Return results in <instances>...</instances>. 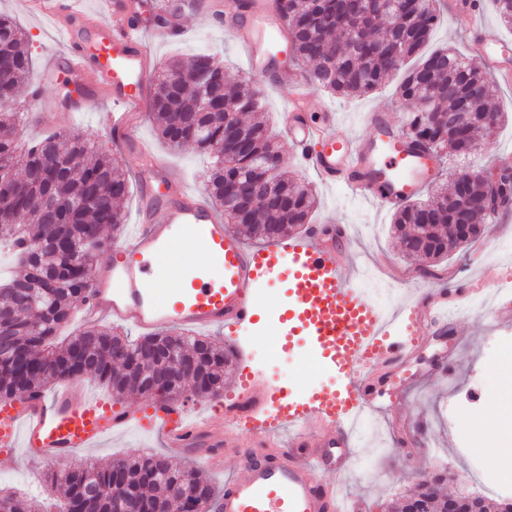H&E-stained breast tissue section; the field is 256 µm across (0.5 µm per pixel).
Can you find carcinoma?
Here are the masks:
<instances>
[{
  "label": "carcinoma",
  "mask_w": 512,
  "mask_h": 512,
  "mask_svg": "<svg viewBox=\"0 0 512 512\" xmlns=\"http://www.w3.org/2000/svg\"><path fill=\"white\" fill-rule=\"evenodd\" d=\"M401 7L382 9L376 0H273L287 22L289 59L310 66V80L332 96L369 94L400 76L399 94L408 107V132L415 142L438 153H471L465 130L448 127L447 113L458 109L491 117L489 135L502 119L493 111L490 76L452 49L425 53L439 20V0H399ZM385 34L376 35L380 22ZM418 63L403 69L405 61ZM206 61L215 82L188 89L172 76L196 59ZM0 264H16L24 274L0 273V398L42 392L63 380L90 376L119 398L126 393L153 396L158 369L172 361L197 363L206 378L192 376L168 392L178 401L185 391L207 396L206 383H224L230 351L201 336L160 332L131 338L110 328L88 326L66 341L56 336L72 321L85 298L95 258L106 245V229L123 230L122 203L130 191L117 160L95 141L69 135L20 148L16 131L23 113L16 110V89L33 78L26 32L0 15ZM213 98V110L202 101ZM262 111L260 90L243 82L226 81L214 54L199 52L177 61L159 75L152 100V121L160 138L173 148L195 146L213 156L208 194L224 209V223L249 240L267 243L310 223L315 197L308 184L295 181L277 165L260 171L254 157L272 147L273 137L261 121L245 123L241 116ZM237 133L247 149L228 155V141ZM243 181L272 183L284 201L259 203L237 218L224 194ZM487 194L485 174L464 172L450 188H437L426 201L398 208L392 218L403 252L438 263L448 258L452 225H471L469 244L488 218L481 205ZM158 343L151 360L141 347ZM117 467L130 487L138 512H169L170 487L194 493L185 512H210L213 487L195 468L154 453L124 456ZM114 467L85 464L69 469L61 479L60 512H113ZM411 495L427 512H445L447 503L428 484L417 483ZM0 512H42L38 500L23 499L0 489Z\"/></svg>",
  "instance_id": "cac0c4a2"
}]
</instances>
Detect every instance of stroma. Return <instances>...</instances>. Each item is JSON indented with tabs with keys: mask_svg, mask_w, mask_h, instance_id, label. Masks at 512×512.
I'll return each mask as SVG.
<instances>
[{
	"mask_svg": "<svg viewBox=\"0 0 512 512\" xmlns=\"http://www.w3.org/2000/svg\"><path fill=\"white\" fill-rule=\"evenodd\" d=\"M0 14L11 17L27 32L36 69H43L50 57L64 53V42L52 24L25 13L20 0H0ZM186 28L187 35L181 42H150L157 68H164L174 57L210 49L215 51L217 60L223 65L228 81L235 84L247 80L262 89L263 110L256 113L255 118L269 123L276 130L275 142L288 158V172L308 182L314 189L317 196L314 221L328 220L352 227L351 249L343 256L351 270L365 266L380 279L384 278L386 271L401 270L409 274L414 287L418 288L425 286L431 277L444 276L456 270L479 279L493 280L502 264H512V209L499 214L496 220L486 222L478 240L451 254L447 261L437 266L428 268L420 260L406 259L393 231L392 209L351 197L344 188L330 186L316 171L298 168L290 160L288 140L280 132V115L288 98L293 95L292 90L269 89L262 75L250 74L233 34L212 27L205 15H187ZM493 81V104L499 111L510 114L511 119L497 126L482 151L466 158L446 156L443 161L444 181H451L464 171L484 169L494 164L499 154L512 153V79L497 74ZM304 93L313 110L324 107L336 110L338 128L342 131L364 134L361 119L372 109L389 111L395 122L400 124L406 118V106L392 83L376 92L352 98L330 97L312 84L305 88ZM68 97L82 105L81 114L71 117L64 109L52 108V101ZM23 108L34 120L24 132V142L78 130L99 141L117 159L129 179H136L140 162L137 150L131 146L114 145L106 123V116L112 110L111 101L71 94L69 87L58 83L46 88L40 99L24 101ZM136 135L147 142L160 159L175 167L189 186L205 190L209 174V157L205 152L190 147L177 151L168 148L159 140L145 114L139 117ZM274 303L287 307L286 282L279 280L262 288L256 325L242 327L226 335H215V342L235 347L240 354L237 370L250 373L256 382L271 381L292 389L320 387L328 380L329 374L310 359L306 340H299L289 353L276 355L271 333L276 328L277 318L269 310ZM503 336H512V310L502 312L496 324L486 322L477 313L449 317L447 323L437 327L427 347L416 353L410 364L401 368H384L378 378L366 382L369 400L372 404L382 405L383 410L370 414L362 429L363 445L359 457L364 462L363 467L351 468L337 478L344 500H363L362 512H387L391 502L399 500L416 482L421 471L428 468L447 473L450 491H476V484L466 476L467 458L454 445L452 429L448 425V409L459 402H472L473 409L465 423L473 442H480L485 430L487 405L474 401L473 395L477 392L500 393L498 366L487 362L486 357ZM444 356L453 357L458 362L456 377L446 381L432 371L433 363ZM419 415L429 419L432 432L430 447L424 453L416 454L409 445V427ZM161 449V442L156 436L130 427L104 440L99 446L80 453L75 462L79 465L86 462L104 465L121 456ZM64 470L61 464L20 463L0 455V488L10 489L23 498H38L49 510L58 493L52 479L61 476Z\"/></svg>",
	"mask_w": 512,
	"mask_h": 512,
	"instance_id": "obj_1",
	"label": "stroma"
}]
</instances>
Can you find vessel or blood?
Returning <instances> with one entry per match:
<instances>
[{"label":"vessel or blood","mask_w":512,"mask_h":512,"mask_svg":"<svg viewBox=\"0 0 512 512\" xmlns=\"http://www.w3.org/2000/svg\"><path fill=\"white\" fill-rule=\"evenodd\" d=\"M23 6L60 24L67 44L65 56L38 74L36 87L64 73L89 97L107 95L117 107L112 135L129 140L133 112L153 78L152 54L131 18L134 0H109L104 16L86 13L82 0H24ZM152 8L160 19L153 30L158 40L184 38L183 18L169 0H153ZM199 9L233 31L248 68L264 74L269 87L304 83L303 72L282 61L285 26L269 0H201ZM364 122L366 135L337 133L335 113L311 115L304 96L291 98L282 115L301 163L330 181L344 177L352 193L382 205L408 204L437 176L433 153L404 136L386 110L367 112ZM139 201L149 219L102 249L79 307L82 320L124 323L144 334L230 332L256 324L261 286L284 278L285 329L272 341L283 348L310 337L313 360L335 376V385L269 393L243 374L208 399L207 416L192 421L184 403L157 399L120 414L110 399L65 383L49 394L0 400V453L65 461L133 424L162 435L173 454L199 450L206 468L223 469L228 456L240 465V474L225 479L213 512H344L332 475L352 460L350 420L364 403L359 381L402 364L449 310H462L449 298L455 283L408 289L405 302L387 314L357 288L342 261L351 243L346 229L312 224L302 234L248 248L200 193L161 163L141 171ZM183 251L201 252L202 263L182 266ZM243 429L250 445L236 442Z\"/></svg>","instance_id":"b4317fda"}]
</instances>
